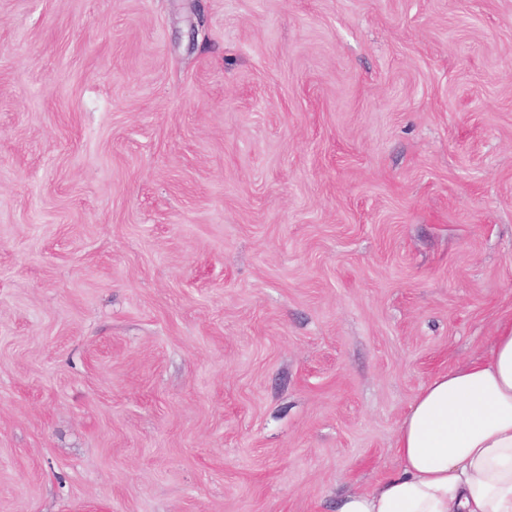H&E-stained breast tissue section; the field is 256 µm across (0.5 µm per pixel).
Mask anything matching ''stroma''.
Masks as SVG:
<instances>
[{
  "label": "stroma",
  "mask_w": 512,
  "mask_h": 512,
  "mask_svg": "<svg viewBox=\"0 0 512 512\" xmlns=\"http://www.w3.org/2000/svg\"><path fill=\"white\" fill-rule=\"evenodd\" d=\"M512 316V0H0V512H334Z\"/></svg>",
  "instance_id": "35a3bbf8"
}]
</instances>
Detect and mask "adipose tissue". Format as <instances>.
Masks as SVG:
<instances>
[{"mask_svg":"<svg viewBox=\"0 0 512 512\" xmlns=\"http://www.w3.org/2000/svg\"><path fill=\"white\" fill-rule=\"evenodd\" d=\"M399 471L336 512H512V319L486 356L437 374L395 434Z\"/></svg>","mask_w":512,"mask_h":512,"instance_id":"1","label":"adipose tissue"}]
</instances>
